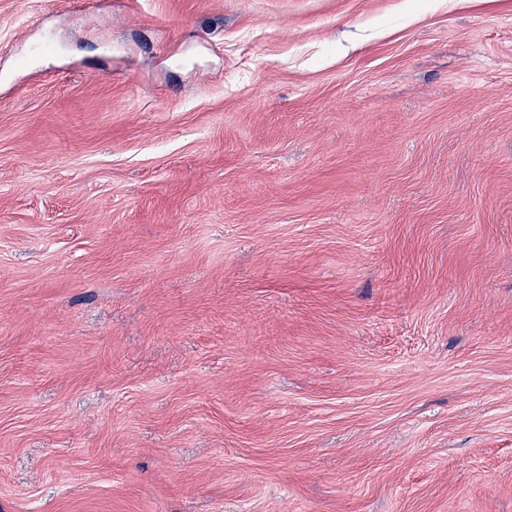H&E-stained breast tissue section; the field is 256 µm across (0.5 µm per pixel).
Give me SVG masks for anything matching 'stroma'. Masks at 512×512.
Wrapping results in <instances>:
<instances>
[{
  "instance_id": "1",
  "label": "stroma",
  "mask_w": 512,
  "mask_h": 512,
  "mask_svg": "<svg viewBox=\"0 0 512 512\" xmlns=\"http://www.w3.org/2000/svg\"><path fill=\"white\" fill-rule=\"evenodd\" d=\"M0 512H512V0H0Z\"/></svg>"
}]
</instances>
